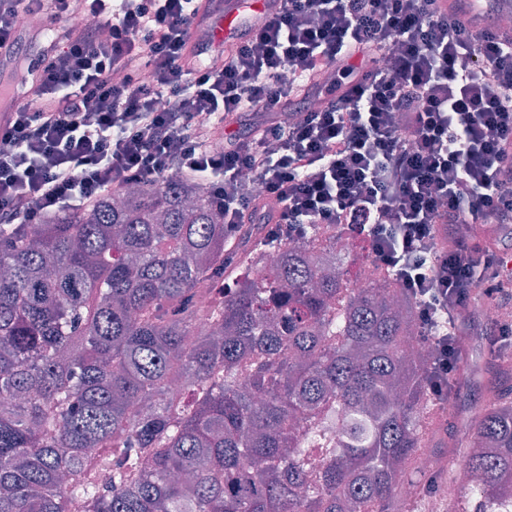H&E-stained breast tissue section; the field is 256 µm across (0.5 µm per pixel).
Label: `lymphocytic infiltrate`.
I'll use <instances>...</instances> for the list:
<instances>
[{
	"instance_id": "1",
	"label": "lymphocytic infiltrate",
	"mask_w": 512,
	"mask_h": 512,
	"mask_svg": "<svg viewBox=\"0 0 512 512\" xmlns=\"http://www.w3.org/2000/svg\"><path fill=\"white\" fill-rule=\"evenodd\" d=\"M279 2L224 46L205 0H0V224L193 178L232 232L359 225L447 394L438 319L460 337L481 297L512 301V26L493 0L479 31L437 0Z\"/></svg>"
}]
</instances>
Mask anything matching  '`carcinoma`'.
Here are the masks:
<instances>
[{
	"instance_id": "carcinoma-1",
	"label": "carcinoma",
	"mask_w": 512,
	"mask_h": 512,
	"mask_svg": "<svg viewBox=\"0 0 512 512\" xmlns=\"http://www.w3.org/2000/svg\"><path fill=\"white\" fill-rule=\"evenodd\" d=\"M234 260L252 273L226 288ZM417 318L391 280L354 281L321 226L231 237L195 179L0 224V512H414L438 404L405 353ZM511 371L491 355L448 512L512 500Z\"/></svg>"
}]
</instances>
